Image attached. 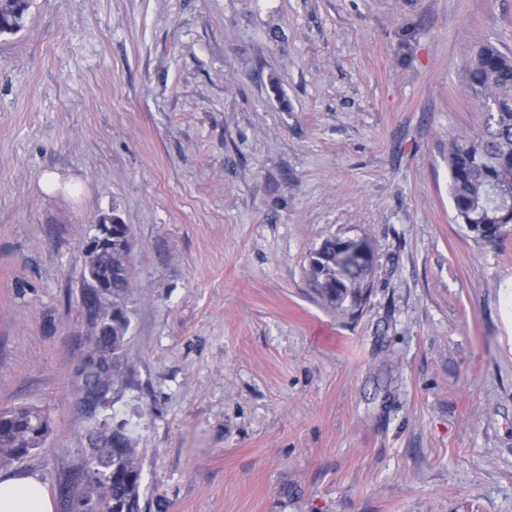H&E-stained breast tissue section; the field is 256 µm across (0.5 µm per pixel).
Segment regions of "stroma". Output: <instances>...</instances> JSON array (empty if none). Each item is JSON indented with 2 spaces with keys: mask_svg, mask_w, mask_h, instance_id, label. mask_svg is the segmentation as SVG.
I'll return each mask as SVG.
<instances>
[{
  "mask_svg": "<svg viewBox=\"0 0 512 512\" xmlns=\"http://www.w3.org/2000/svg\"><path fill=\"white\" fill-rule=\"evenodd\" d=\"M512 0H30L0 35V407L50 414L10 466L55 512L93 420L84 241H133L141 512H512V225L457 223L461 71ZM373 246L357 315L309 287ZM344 244L341 247L345 254L361 264H371L373 267V253L367 247L362 237H341Z\"/></svg>",
  "mask_w": 512,
  "mask_h": 512,
  "instance_id": "1",
  "label": "stroma"
}]
</instances>
